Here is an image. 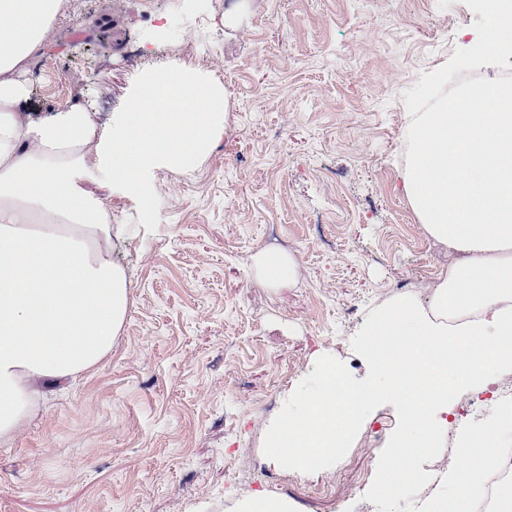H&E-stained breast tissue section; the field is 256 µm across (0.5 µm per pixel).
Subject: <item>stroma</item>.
<instances>
[{"label": "stroma", "instance_id": "stroma-1", "mask_svg": "<svg viewBox=\"0 0 512 512\" xmlns=\"http://www.w3.org/2000/svg\"><path fill=\"white\" fill-rule=\"evenodd\" d=\"M78 0L26 73L29 111H126L141 68L178 61L220 85L224 135L183 171L156 160L137 188L87 184L127 232L130 278L112 351L79 379L39 381L0 441V512H234L254 491L295 512H375L370 407L344 456L302 475L271 461L268 426L323 359L366 376L354 334L370 312L455 256L426 237L401 189L404 128L460 68L483 81L488 0ZM298 270L256 283L257 252ZM354 306L346 314V306Z\"/></svg>", "mask_w": 512, "mask_h": 512}]
</instances>
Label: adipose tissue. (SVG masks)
Returning <instances> with one entry per match:
<instances>
[{
    "mask_svg": "<svg viewBox=\"0 0 512 512\" xmlns=\"http://www.w3.org/2000/svg\"><path fill=\"white\" fill-rule=\"evenodd\" d=\"M71 0H0V439L33 410L31 383L76 376L110 353L129 280L112 261L103 201L84 178L136 186L158 158L188 166L221 137L225 101L178 62L142 74L124 112L100 124L80 104L42 117L25 109L23 76ZM402 191L422 230L458 252L428 286L374 309L359 333L369 377L336 394L324 360L291 397L269 454L315 471L338 457L364 409L388 400L405 432L379 460L373 493H402L441 449L460 388L512 375V85L473 86L404 129ZM454 459L425 512H469L489 475L512 466V405L479 430L461 425Z\"/></svg>",
    "mask_w": 512,
    "mask_h": 512,
    "instance_id": "1",
    "label": "adipose tissue"
}]
</instances>
